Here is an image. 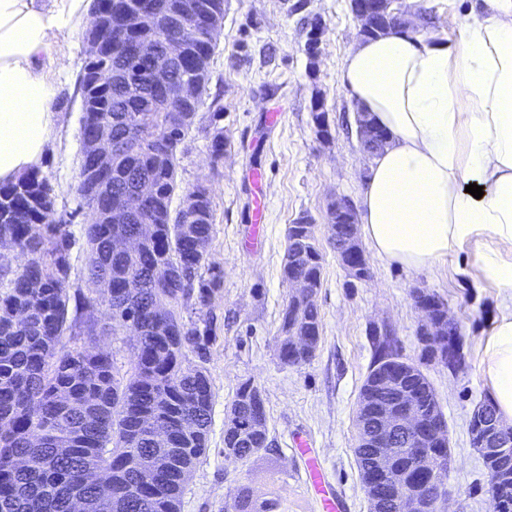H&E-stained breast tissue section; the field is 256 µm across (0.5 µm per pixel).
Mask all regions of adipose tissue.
Listing matches in <instances>:
<instances>
[{"instance_id": "ef3b65f1", "label": "adipose tissue", "mask_w": 512, "mask_h": 512, "mask_svg": "<svg viewBox=\"0 0 512 512\" xmlns=\"http://www.w3.org/2000/svg\"><path fill=\"white\" fill-rule=\"evenodd\" d=\"M87 13L88 0H0V184L36 171L55 140L48 68L65 70L58 37ZM341 82L387 135L361 195L366 241L410 270L472 246L468 276L498 290L479 369L512 422V0H483L455 42L409 26L361 39Z\"/></svg>"}]
</instances>
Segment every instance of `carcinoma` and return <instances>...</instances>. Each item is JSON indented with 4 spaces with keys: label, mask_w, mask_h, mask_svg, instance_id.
<instances>
[{
    "label": "carcinoma",
    "mask_w": 512,
    "mask_h": 512,
    "mask_svg": "<svg viewBox=\"0 0 512 512\" xmlns=\"http://www.w3.org/2000/svg\"><path fill=\"white\" fill-rule=\"evenodd\" d=\"M152 8L155 24L140 30L135 13ZM112 19L114 37L79 74L82 95L81 137L110 130L117 149L105 167L81 153L78 192L96 211L85 225L84 267L72 263V233L56 219L54 191L34 171L0 186V239L27 256L18 271L0 263V512H69V499L83 472L99 469L112 484L108 505L87 502L86 512H180L185 485L205 454L212 422L213 391L207 368L213 331L211 302L220 276L206 279L207 248L214 232V206L207 187L179 189L178 148L192 129L211 76L215 38L211 20L224 18V0H93L92 22ZM194 25L183 55L164 59L162 43L176 24ZM140 47L166 60L173 80L165 87L151 81L150 64L135 56ZM184 83L194 85L192 99L180 96ZM208 149L217 165L224 159V128L212 123ZM147 183L151 193L138 214L112 219L120 198ZM153 225V235L133 254L111 251L112 237ZM282 278L299 274L321 284L323 254L316 242L300 240L288 225ZM144 288L126 291L128 275ZM109 294L112 319L132 325L140 336L136 361L122 373L113 357L69 348L63 343L77 324H87L94 299L69 311L71 277ZM28 309L20 322L16 311ZM189 310L197 318L184 317ZM322 319L314 302L287 301L276 346L287 366L316 356ZM309 335L311 348L290 346L295 332ZM374 361L360 395L373 401L364 421L372 425L382 408L413 407L427 415L437 408L433 387L419 367L404 372L399 353L387 336L373 333ZM194 354L199 364L185 366ZM224 459L243 463L269 451L267 416L261 391L241 385L226 410ZM487 416L469 420L471 447H478ZM169 432V445L158 447L156 429ZM389 446L401 468L403 491L418 498L424 512H436L435 490L448 476V449L429 437L426 463L412 465L413 438L395 434ZM24 455L30 466L18 471L12 458ZM487 471L491 512H512V452L482 456ZM379 512H399L400 496L383 479L376 480ZM272 499L249 488L234 495L229 512H275Z\"/></svg>",
    "instance_id": "obj_1"
}]
</instances>
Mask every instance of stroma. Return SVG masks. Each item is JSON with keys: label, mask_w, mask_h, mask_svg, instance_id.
I'll return each mask as SVG.
<instances>
[{"label": "stroma", "mask_w": 512, "mask_h": 512, "mask_svg": "<svg viewBox=\"0 0 512 512\" xmlns=\"http://www.w3.org/2000/svg\"><path fill=\"white\" fill-rule=\"evenodd\" d=\"M478 0H421L433 29L458 40ZM324 30L317 76H310L306 34L313 16ZM349 0H224L208 97L223 112L224 160L213 164L207 149L210 108H202L179 147L181 187L206 185L215 209L208 261L223 274L211 314L214 335L207 362L214 395L206 455L185 489L181 512H225L236 489L271 498L276 512H323L307 466L315 458L339 495L345 512H368L354 446V416L360 389L373 362L372 330L389 331L400 356L420 365L448 423L452 463L444 512H490L486 471L467 433L475 406L488 391L479 370L480 345L498 315L496 291L478 288L466 270L470 246L434 265L411 271L367 252L370 276L352 278L328 242L326 205L336 195L359 201L371 162L356 135L355 109L339 73L359 39ZM85 26L64 31L57 45L68 58L55 74L59 93L53 109L63 114L57 138L39 168L54 188L57 215L72 232L75 266L83 264V228L91 210L77 192L81 140V91ZM321 93L329 109L332 138L318 142L311 99ZM262 207L263 221L251 214ZM315 220L323 256L316 304L322 333L315 358L283 365L275 338L289 288L281 275L289 224L301 213ZM424 288L448 306L462 338L465 363L459 371L425 361L416 335L420 319L411 291ZM68 347L106 351L122 370L135 360V342L98 309L92 333L66 337ZM264 398L271 451L243 464L224 459L227 405L244 382ZM310 441L308 454L293 446L296 435Z\"/></svg>", "instance_id": "obj_1"}]
</instances>
